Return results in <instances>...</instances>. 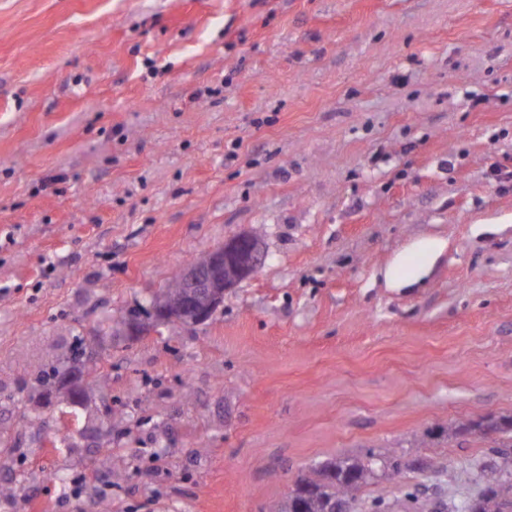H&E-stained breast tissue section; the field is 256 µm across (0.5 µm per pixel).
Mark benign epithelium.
I'll return each mask as SVG.
<instances>
[{
    "label": "benign epithelium",
    "instance_id": "benign-epithelium-1",
    "mask_svg": "<svg viewBox=\"0 0 512 512\" xmlns=\"http://www.w3.org/2000/svg\"><path fill=\"white\" fill-rule=\"evenodd\" d=\"M265 260L262 243L249 232L233 236L224 245L207 252L205 261L187 266L179 277L186 288L180 304L155 301L151 313L159 323L170 320L201 324L224 303V290L256 274ZM82 373L66 380L60 391L45 397L50 401L59 396L70 403L79 401Z\"/></svg>",
    "mask_w": 512,
    "mask_h": 512
}]
</instances>
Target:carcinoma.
<instances>
[{
  "label": "carcinoma",
  "mask_w": 512,
  "mask_h": 512,
  "mask_svg": "<svg viewBox=\"0 0 512 512\" xmlns=\"http://www.w3.org/2000/svg\"><path fill=\"white\" fill-rule=\"evenodd\" d=\"M380 464L399 470L392 457L373 452L364 458L326 461L296 482L285 504H273L268 512H332L339 501L355 504ZM476 482L479 490L469 501L467 512H512V451H497V460L478 468ZM400 493L402 500L412 503L415 512H436L428 501L418 497L417 487L405 485Z\"/></svg>",
  "instance_id": "carcinoma-1"
}]
</instances>
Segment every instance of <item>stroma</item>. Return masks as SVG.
<instances>
[{"instance_id": "stroma-1", "label": "stroma", "mask_w": 512, "mask_h": 512, "mask_svg": "<svg viewBox=\"0 0 512 512\" xmlns=\"http://www.w3.org/2000/svg\"><path fill=\"white\" fill-rule=\"evenodd\" d=\"M257 227L209 320L116 333ZM510 415L512 0H0V512H267L371 451L365 502L465 512Z\"/></svg>"}]
</instances>
